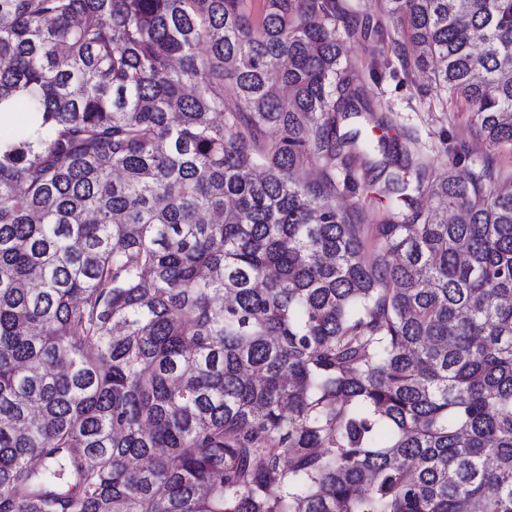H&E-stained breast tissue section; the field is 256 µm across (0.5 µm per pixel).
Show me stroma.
Segmentation results:
<instances>
[{"instance_id": "35a3bbf8", "label": "stroma", "mask_w": 512, "mask_h": 512, "mask_svg": "<svg viewBox=\"0 0 512 512\" xmlns=\"http://www.w3.org/2000/svg\"><path fill=\"white\" fill-rule=\"evenodd\" d=\"M399 39L398 30L392 27L379 45L363 39L347 40V61L362 75L372 110L392 113L395 119L394 127L384 133L362 118L349 120L348 128L360 130L362 138L372 143L383 135L399 140L404 133H415L436 167H443L458 153L462 156L458 173L469 174L487 154L475 134L470 111L442 106L443 95L426 74L406 68L397 59Z\"/></svg>"}]
</instances>
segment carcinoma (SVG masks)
Wrapping results in <instances>:
<instances>
[{"label":"carcinoma","mask_w":512,"mask_h":512,"mask_svg":"<svg viewBox=\"0 0 512 512\" xmlns=\"http://www.w3.org/2000/svg\"><path fill=\"white\" fill-rule=\"evenodd\" d=\"M259 2L0 0V512H512V170L378 158L382 23ZM384 2L512 149V0Z\"/></svg>","instance_id":"carcinoma-1"}]
</instances>
